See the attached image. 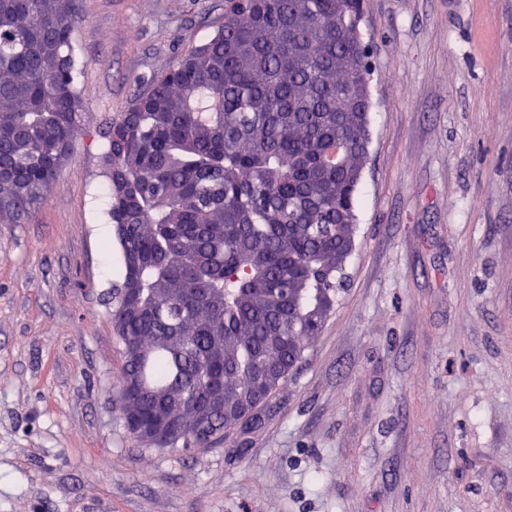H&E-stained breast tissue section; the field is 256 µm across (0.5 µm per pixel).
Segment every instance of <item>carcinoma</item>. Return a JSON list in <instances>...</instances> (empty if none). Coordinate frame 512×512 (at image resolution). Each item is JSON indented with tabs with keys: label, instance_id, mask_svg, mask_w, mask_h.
Returning <instances> with one entry per match:
<instances>
[{
	"label": "carcinoma",
	"instance_id": "1",
	"mask_svg": "<svg viewBox=\"0 0 512 512\" xmlns=\"http://www.w3.org/2000/svg\"><path fill=\"white\" fill-rule=\"evenodd\" d=\"M82 0H0V206L27 214L74 146L82 100L73 33ZM358 0H227L224 25L112 120L108 217L124 276L112 325L123 359L116 395L128 433L178 420L164 447L207 448L249 422L213 405L303 356L336 299L338 244L356 236L364 144L353 103L369 72ZM58 49L40 68V43ZM348 171L321 160L331 142Z\"/></svg>",
	"mask_w": 512,
	"mask_h": 512
}]
</instances>
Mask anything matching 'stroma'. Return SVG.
<instances>
[{
    "label": "stroma",
    "mask_w": 512,
    "mask_h": 512,
    "mask_svg": "<svg viewBox=\"0 0 512 512\" xmlns=\"http://www.w3.org/2000/svg\"><path fill=\"white\" fill-rule=\"evenodd\" d=\"M225 0H86L75 146L0 212V512H512V0H362L370 144L336 304L207 448L132 438L114 398L113 119Z\"/></svg>",
    "instance_id": "35a3bbf8"
}]
</instances>
